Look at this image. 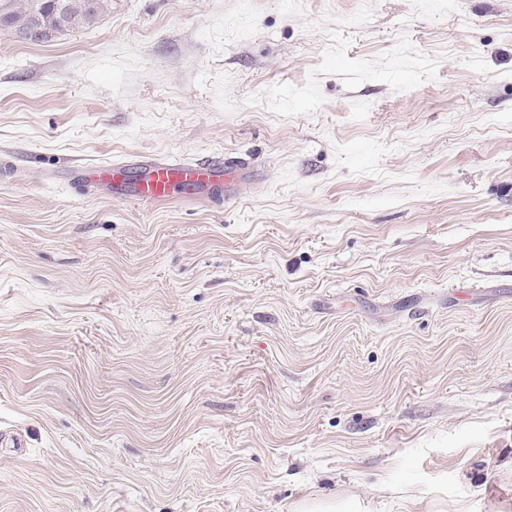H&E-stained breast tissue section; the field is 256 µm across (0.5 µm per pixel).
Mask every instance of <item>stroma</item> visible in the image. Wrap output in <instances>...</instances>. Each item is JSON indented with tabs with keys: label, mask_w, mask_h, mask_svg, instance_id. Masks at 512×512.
Instances as JSON below:
<instances>
[{
	"label": "stroma",
	"mask_w": 512,
	"mask_h": 512,
	"mask_svg": "<svg viewBox=\"0 0 512 512\" xmlns=\"http://www.w3.org/2000/svg\"><path fill=\"white\" fill-rule=\"evenodd\" d=\"M1 156L0 512H512V0L0 27ZM163 156L247 175H76ZM242 166L244 163L234 158L216 162L173 157L164 161L136 159L119 168L116 175L113 167H101L93 177L106 179L113 197L126 201L162 202L199 194L228 201L234 192L233 174ZM297 512H374V505L371 500L368 502L347 499V500H329L323 498H314L307 500L296 506Z\"/></svg>",
	"instance_id": "1"
}]
</instances>
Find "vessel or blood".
Masks as SVG:
<instances>
[{
	"instance_id": "1",
	"label": "vessel or blood",
	"mask_w": 512,
	"mask_h": 512,
	"mask_svg": "<svg viewBox=\"0 0 512 512\" xmlns=\"http://www.w3.org/2000/svg\"><path fill=\"white\" fill-rule=\"evenodd\" d=\"M239 160L216 162L168 158L137 159L119 172L99 168V178L108 181L115 198L126 201L162 202L199 194L228 197L234 191L233 174Z\"/></svg>"
}]
</instances>
